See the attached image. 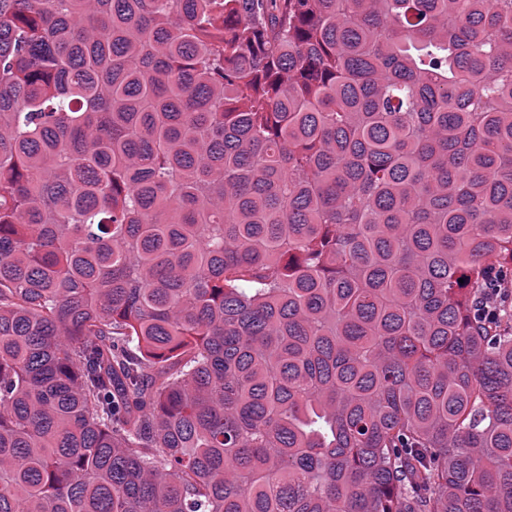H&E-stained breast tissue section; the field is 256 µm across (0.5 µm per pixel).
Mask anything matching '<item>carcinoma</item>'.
I'll return each instance as SVG.
<instances>
[{
	"label": "carcinoma",
	"mask_w": 512,
	"mask_h": 512,
	"mask_svg": "<svg viewBox=\"0 0 512 512\" xmlns=\"http://www.w3.org/2000/svg\"><path fill=\"white\" fill-rule=\"evenodd\" d=\"M512 0H0V512H512ZM473 302L474 319L489 320L497 314V306L507 303L512 298V276H507L496 267L487 269L485 277V289Z\"/></svg>",
	"instance_id": "1"
}]
</instances>
